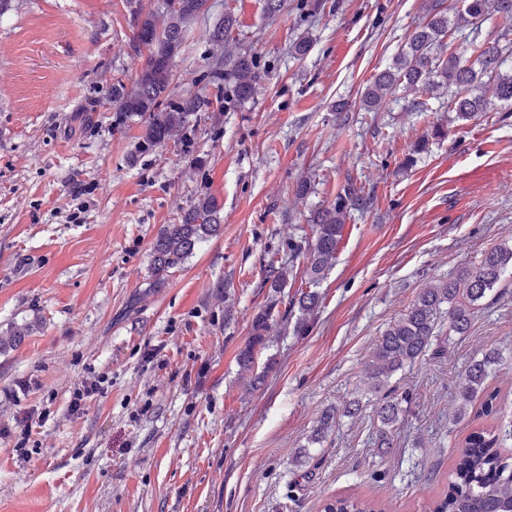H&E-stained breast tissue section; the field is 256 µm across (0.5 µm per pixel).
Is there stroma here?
<instances>
[{"label":"stroma","instance_id":"stroma-1","mask_svg":"<svg viewBox=\"0 0 512 512\" xmlns=\"http://www.w3.org/2000/svg\"><path fill=\"white\" fill-rule=\"evenodd\" d=\"M430 2L284 0L271 15L267 0H211L173 63L172 100L215 96L206 73L225 52L265 76L250 99L199 113L184 153L141 151L139 120L112 124L113 80L133 83L145 59L125 0H13L0 17V336L25 334L0 351V512H323L340 495L422 512L474 429L449 419L456 386L491 346L502 360L487 384L512 424L509 277L468 335L395 374L408 407L389 452L369 406L309 440L421 289L512 236V105L464 122L415 111L404 89L361 105ZM228 5L237 28L220 49L207 31ZM302 36L310 51L293 56ZM349 181L370 200L296 334L304 277L273 291L269 264L301 266L289 244ZM206 193L220 233L153 287L160 228ZM264 309L277 333L245 372L236 355ZM101 375L104 392L70 414L74 387ZM41 411L20 457V423Z\"/></svg>","mask_w":512,"mask_h":512}]
</instances>
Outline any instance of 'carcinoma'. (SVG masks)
Segmentation results:
<instances>
[{"instance_id":"obj_1","label":"carcinoma","mask_w":512,"mask_h":512,"mask_svg":"<svg viewBox=\"0 0 512 512\" xmlns=\"http://www.w3.org/2000/svg\"><path fill=\"white\" fill-rule=\"evenodd\" d=\"M461 5H445V0H432L427 22L414 31L394 65L373 77L362 95V104L375 111L386 97L399 88L414 93L413 106L420 112H431V95L444 87L447 98L439 108L453 112L461 121L478 118L490 108L483 92L487 84L494 85V95L500 101L512 103V74L503 67L512 62V46L487 45L479 40L478 23L488 9L512 19V0H460ZM135 30L133 48L144 46L148 54L138 77L131 87L122 80L112 83V99L116 126L137 117L142 122L140 145L149 150L170 141L190 144L186 135L191 117L207 112L213 101L245 100L253 94L263 79L254 58L247 55L219 57L213 65L216 79H225L231 95L216 94L215 99L190 96L178 102L169 100L172 83V62L191 32L192 25L208 14V0H164V22L157 27L156 17L144 12L141 0H126ZM470 27L465 45L455 44L456 33ZM236 28L231 7L208 31V40L219 47L228 42ZM363 188L349 182L336 200L312 215L313 239L301 247L289 249L304 259V279L311 290L302 291L295 301L301 315L311 314L319 305L320 296L313 290L331 268L346 219L353 210L367 205ZM223 218L215 197L204 194L194 200L176 224H165L152 247L155 285L164 282V275L181 267L203 240L218 234ZM512 271V237L505 238L485 251L480 260L459 274L428 285L420 291L405 313L395 319L379 337L367 363L365 388L359 393L374 401L380 422L374 444L378 448L392 447V433L404 412L405 397H394L393 375L414 365L430 351L433 342L448 327V335L468 333L480 306L501 296L500 285L506 273ZM448 304V323H442L443 304ZM252 336L237 354V361L252 370L255 354L267 347L273 335L272 315L260 311L252 321ZM500 360V352L489 348L481 358L473 360L461 378L455 395L452 420L457 422L469 415L476 418L497 414V393L486 391L490 368ZM361 398L354 397L342 410L322 412L311 436L320 442L342 416L355 417L361 412ZM512 436V430L483 426L464 438L454 468L450 474L448 493L425 507L424 512H512V464L501 451L502 443ZM327 512H368L366 503L355 498H342L325 506Z\"/></svg>"}]
</instances>
